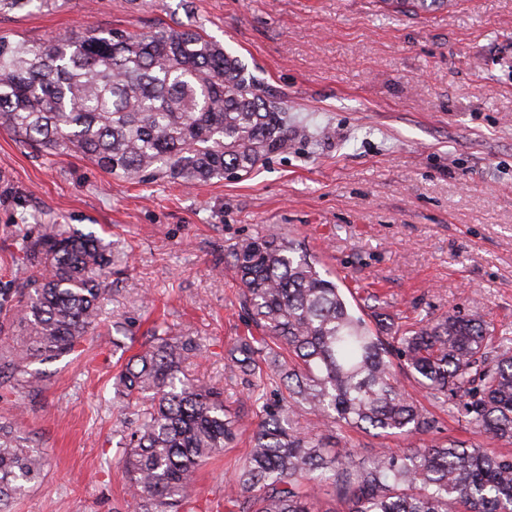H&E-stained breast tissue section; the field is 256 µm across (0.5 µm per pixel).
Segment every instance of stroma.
I'll return each instance as SVG.
<instances>
[{"instance_id": "1", "label": "stroma", "mask_w": 512, "mask_h": 512, "mask_svg": "<svg viewBox=\"0 0 512 512\" xmlns=\"http://www.w3.org/2000/svg\"><path fill=\"white\" fill-rule=\"evenodd\" d=\"M201 31L279 99L297 139L249 176L130 183L79 154L40 152L0 130V290L26 274L39 225L92 232L122 256L102 321L76 353L0 379V423L36 444L41 479L12 512H130L122 445L135 409L115 375L155 327L197 340L183 374L252 415L224 350L250 335L232 254L246 238L294 240L352 304L402 326L486 314L512 337V0H448L429 12L386 0H53L0 15V36L39 45L94 28ZM430 439L485 448L468 416L435 405ZM251 430L204 465L184 512H224Z\"/></svg>"}]
</instances>
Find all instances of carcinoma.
Masks as SVG:
<instances>
[{"instance_id": "1", "label": "carcinoma", "mask_w": 512, "mask_h": 512, "mask_svg": "<svg viewBox=\"0 0 512 512\" xmlns=\"http://www.w3.org/2000/svg\"><path fill=\"white\" fill-rule=\"evenodd\" d=\"M0 128L134 183L184 185L247 176L308 135L288 125L240 58L198 31L171 27L86 29L40 46L0 37ZM20 251L26 266L47 273L0 299V330L21 314L0 375L33 357L75 352L101 321L112 264L101 239L54 224ZM232 258L240 306L262 335L238 337L224 369L249 382L254 403L270 374L280 386L225 486L228 512H318L313 486L332 494L330 512H512V455L450 440L362 458L345 445L329 448L297 421L309 411L376 436L424 434L433 417L411 385L512 444V346L503 338L489 355L484 315L450 312L407 329L370 320L316 259L278 235L246 239ZM200 351L190 337L155 336L116 376L119 393L141 403L124 446L135 512H181L198 471L240 432L242 416L224 407L222 392L180 377ZM42 471L28 439L0 425V512Z\"/></svg>"}]
</instances>
